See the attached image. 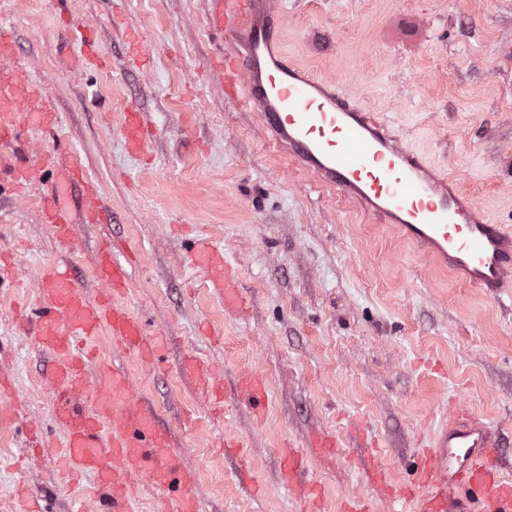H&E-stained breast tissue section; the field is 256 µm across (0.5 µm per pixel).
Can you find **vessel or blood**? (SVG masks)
Segmentation results:
<instances>
[{
    "instance_id": "b4317fda",
    "label": "vessel or blood",
    "mask_w": 512,
    "mask_h": 512,
    "mask_svg": "<svg viewBox=\"0 0 512 512\" xmlns=\"http://www.w3.org/2000/svg\"><path fill=\"white\" fill-rule=\"evenodd\" d=\"M210 2L211 30L230 36L234 45L222 62L228 96L257 106L265 127L295 160L323 185L357 200L384 223L396 225L473 286L493 294L512 286V232L480 217L462 191L433 173L422 155L399 143L342 88L288 62L282 49V19L272 0ZM57 120L50 105L34 106L0 79V195L26 196L37 184L12 147L20 122L48 126ZM120 133L130 152L143 151L146 136L138 113H127ZM42 176L52 183L51 194L42 199L45 222L58 241L73 246V219L63 198L75 185H82L89 195L94 187L84 181L78 165L62 167L51 157ZM191 256L222 294L225 307L243 310L246 299L237 277L212 243L194 240ZM94 261L103 287L120 293L128 273L111 248L100 247ZM34 286L39 300L24 309L23 322L33 329L38 345L54 357L53 382L65 396L57 409L67 429L60 469L70 478L94 473L104 512H133L134 482L139 478L175 490L173 512H202L198 499L178 488L171 431L158 423L152 410L138 408L127 374L105 365L97 381L83 377L89 356L83 341L102 327H110L114 340L147 361L161 349L163 337L121 304L87 301L56 265L42 267ZM236 392L256 418H263L268 399L260 372L244 371ZM108 419L118 429L107 439L103 424ZM498 446L481 419L452 403L447 427L434 448L413 463L405 483L394 484L377 469L369 477L386 485L392 499L412 501L414 512H512V481L502 475ZM308 464V456L296 446L282 448V482L295 487L302 512H315L320 490L310 480Z\"/></svg>"
}]
</instances>
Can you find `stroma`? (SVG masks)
Returning a JSON list of instances; mask_svg holds the SVG:
<instances>
[{
	"instance_id": "1",
	"label": "stroma",
	"mask_w": 512,
	"mask_h": 512,
	"mask_svg": "<svg viewBox=\"0 0 512 512\" xmlns=\"http://www.w3.org/2000/svg\"><path fill=\"white\" fill-rule=\"evenodd\" d=\"M289 61L331 80L439 166L493 223L512 229V0H275ZM209 0H0L16 39L15 63L59 114L29 128L38 150L62 145L97 186L98 224H79V250L44 224L36 195L0 199V512L15 489L45 495L49 512L95 504L91 475L60 482L53 362L17 324L35 303L39 268L58 265L98 298L94 255L116 245L129 277L121 300L166 336L157 367L102 331L98 359L122 366L158 422L175 434L184 487L203 512H299L279 475L286 442L315 436L336 452L313 458L322 512L372 499L375 512H412L368 481H393L448 423L460 402L499 434L512 478V288L499 297L456 277L354 199L320 186L279 146L259 114L224 93L213 68ZM93 30L100 59L85 64L74 25ZM151 50L142 68L132 34ZM147 130L144 153L127 152L126 112ZM210 238L239 273L240 316L190 257ZM260 371L263 421L234 399L223 409L200 389L232 390ZM234 435L235 453L214 448Z\"/></svg>"
}]
</instances>
